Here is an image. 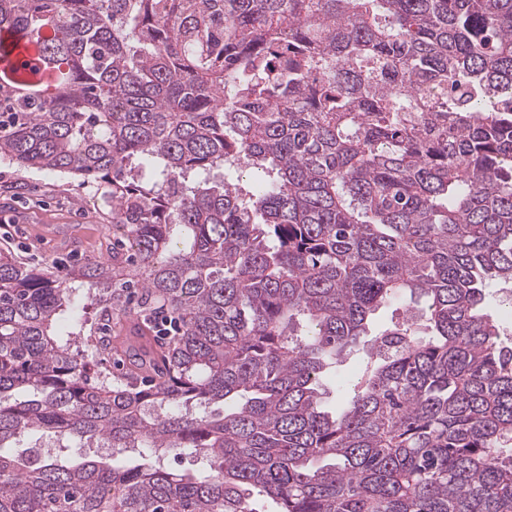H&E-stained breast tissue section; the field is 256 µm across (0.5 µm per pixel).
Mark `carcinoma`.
<instances>
[{"label": "carcinoma", "instance_id": "1", "mask_svg": "<svg viewBox=\"0 0 512 512\" xmlns=\"http://www.w3.org/2000/svg\"><path fill=\"white\" fill-rule=\"evenodd\" d=\"M2 33L37 65L0 67V161L97 185L180 333L92 377L117 257L0 251V512H512V0H0ZM392 300L424 330L328 409ZM45 436L139 452H13ZM505 288L510 286L495 285L488 289L485 309L500 325L502 339L509 342V338L512 337V303L508 304L510 290ZM161 465L165 468L190 472H202L207 468V462L201 455L189 452L177 456L169 454L161 461Z\"/></svg>", "mask_w": 512, "mask_h": 512}]
</instances>
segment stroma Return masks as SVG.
I'll return each mask as SVG.
<instances>
[{
  "label": "stroma",
  "instance_id": "1",
  "mask_svg": "<svg viewBox=\"0 0 512 512\" xmlns=\"http://www.w3.org/2000/svg\"><path fill=\"white\" fill-rule=\"evenodd\" d=\"M14 183L25 188L17 198L6 191ZM108 249L124 257L132 254L124 231L113 224L92 184L77 176L21 171L0 163V250L55 273L67 262L94 258ZM139 319L136 303H129L114 311L104 331L112 343L113 372L129 362L125 336Z\"/></svg>",
  "mask_w": 512,
  "mask_h": 512
}]
</instances>
